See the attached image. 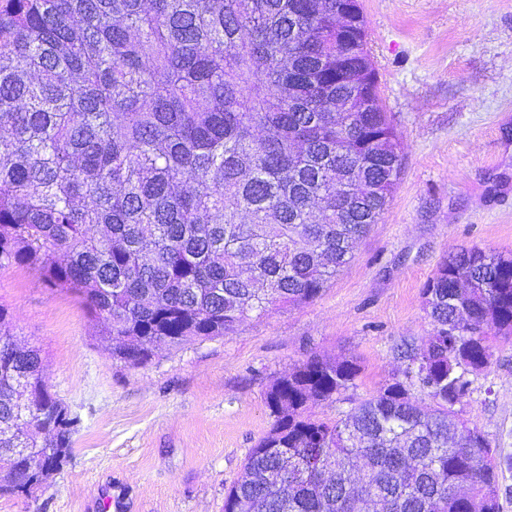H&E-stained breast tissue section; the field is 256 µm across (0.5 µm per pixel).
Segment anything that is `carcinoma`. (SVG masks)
<instances>
[{
    "label": "carcinoma",
    "instance_id": "cac0c4a2",
    "mask_svg": "<svg viewBox=\"0 0 512 512\" xmlns=\"http://www.w3.org/2000/svg\"><path fill=\"white\" fill-rule=\"evenodd\" d=\"M339 0H0V268L36 269L84 304L113 359L229 335L318 298L379 223L400 143L367 20L336 38ZM430 335L401 375L337 418L308 412L354 385L353 359L314 355L277 378L274 423L224 512H499L512 462L456 410L491 338L512 339V252L471 247L423 288ZM0 306V423L15 383H43ZM431 405L422 407L414 389ZM77 425L47 387L33 419ZM0 436V495L15 470Z\"/></svg>",
    "mask_w": 512,
    "mask_h": 512
}]
</instances>
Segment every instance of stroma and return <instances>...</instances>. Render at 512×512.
<instances>
[{"mask_svg": "<svg viewBox=\"0 0 512 512\" xmlns=\"http://www.w3.org/2000/svg\"><path fill=\"white\" fill-rule=\"evenodd\" d=\"M361 3L402 174L350 264L313 302L137 367L112 359L74 293L28 267L0 269L18 340L39 349L49 390L78 420L63 469L0 496V512H224L274 422L276 378L313 355L356 360L355 387L311 408L342 415L400 370L404 341L429 336L422 292L449 253L512 250V0ZM460 410L512 454V342L494 345Z\"/></svg>", "mask_w": 512, "mask_h": 512, "instance_id": "obj_1", "label": "stroma"}]
</instances>
